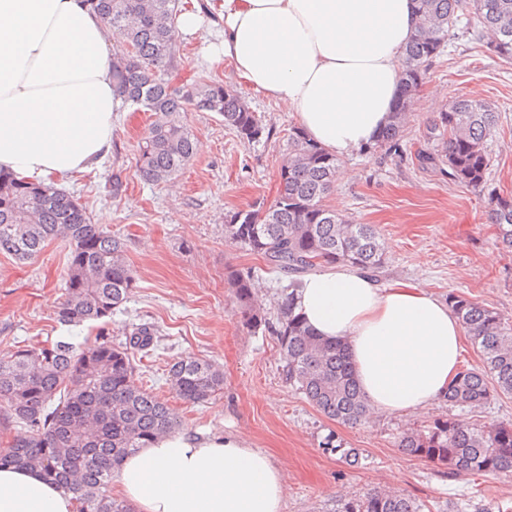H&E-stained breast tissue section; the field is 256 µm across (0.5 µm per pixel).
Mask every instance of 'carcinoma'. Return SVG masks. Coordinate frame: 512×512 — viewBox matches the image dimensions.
<instances>
[{"label": "carcinoma", "instance_id": "1", "mask_svg": "<svg viewBox=\"0 0 512 512\" xmlns=\"http://www.w3.org/2000/svg\"><path fill=\"white\" fill-rule=\"evenodd\" d=\"M121 50L112 63V82L124 101L143 107L152 121L137 144L138 172L148 183L174 180L193 160L195 135L182 113L215 112L243 142L264 137L266 127L246 101L216 81L183 89L166 76L177 64V0H87ZM421 30L404 50L402 91L393 121L377 147L392 151L408 121L414 92L428 67L448 44L462 16L473 14L472 33L486 51L512 60V0H417ZM499 112L491 104L457 97L426 127L427 158L445 164L454 180L472 188L486 183L488 141ZM288 156L279 186L267 206L225 216L224 231L268 267L292 276L278 297L274 333L282 353V375L326 418L356 425L371 416L347 348L317 337L294 313L301 277L323 264L345 263L375 272L384 267L388 246L371 224H355L324 204L339 162L298 128L288 134ZM489 216L500 243L512 249V195L490 198ZM68 247L65 297L54 311L63 326L112 317L135 281L124 241L91 222L70 192L0 170V255L37 259L47 244ZM243 324L267 323L253 291V273L234 270L226 279ZM482 367L462 368L444 401L452 407L482 409L497 396H512V320L464 295L448 294ZM157 329L132 328L119 344L99 333L76 346L61 340L38 348L16 347L0 356V468L34 469L71 493L77 512H132L112 495L114 470L137 448L180 429L168 403L136 378L132 354L154 346ZM180 399L201 404L223 389L224 373L214 364L181 357L167 370ZM21 427L23 434L12 429ZM408 455L448 470V476L512 473V423L460 425L437 418L399 442ZM341 512H422L405 494L373 490L347 500Z\"/></svg>", "mask_w": 512, "mask_h": 512}]
</instances>
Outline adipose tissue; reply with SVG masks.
<instances>
[{"instance_id":"1","label":"adipose tissue","mask_w":512,"mask_h":512,"mask_svg":"<svg viewBox=\"0 0 512 512\" xmlns=\"http://www.w3.org/2000/svg\"><path fill=\"white\" fill-rule=\"evenodd\" d=\"M224 28L210 44L247 86L293 113L343 157L372 146L400 94L415 0H215ZM112 43L84 0H0V168L62 179L107 154L122 105ZM296 314L346 343L373 412L409 415L442 400L465 330L451 307L409 285L330 265L306 275ZM136 512H282L285 483L241 438L177 431L128 454L114 472ZM0 512H76L72 494L37 473L0 469Z\"/></svg>"}]
</instances>
